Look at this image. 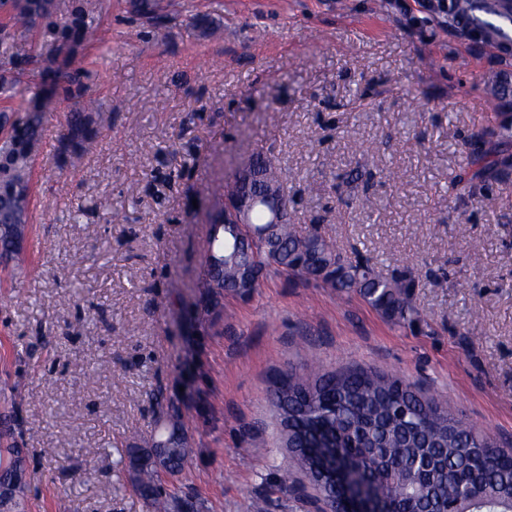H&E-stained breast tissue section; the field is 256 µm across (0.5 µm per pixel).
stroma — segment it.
Returning <instances> with one entry per match:
<instances>
[{"instance_id":"35a3bbf8","label":"stroma","mask_w":512,"mask_h":512,"mask_svg":"<svg viewBox=\"0 0 512 512\" xmlns=\"http://www.w3.org/2000/svg\"><path fill=\"white\" fill-rule=\"evenodd\" d=\"M86 0L98 136L62 155L47 111L20 261L0 257V432L39 479L25 512H147L124 459L175 414V488L198 512H314L269 402L318 358L395 373L512 447V169L476 176L512 123V52L421 0ZM288 172L301 229L390 277L426 320L269 273L202 288L215 185L256 155Z\"/></svg>"}]
</instances>
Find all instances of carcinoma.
Returning <instances> with one entry per match:
<instances>
[{"mask_svg":"<svg viewBox=\"0 0 512 512\" xmlns=\"http://www.w3.org/2000/svg\"><path fill=\"white\" fill-rule=\"evenodd\" d=\"M62 8L69 22L59 28L53 17ZM0 9L9 15L0 24V96L13 97L23 65L35 66L48 81L20 104L23 114L18 118L0 115L14 129L0 143V254L11 257L13 238L26 228L28 198L16 188L31 182V159L44 118L38 103L59 86L74 98L66 150L87 149L96 136V119L95 107L80 91L82 64L88 47L105 42V35L84 0H0ZM43 28L51 47L38 54L30 36ZM476 162L481 164L479 175L512 168L511 156L483 154ZM253 164L280 183L284 203L290 204L286 177L275 159L258 157ZM248 227L258 244L244 238L238 226L216 220L204 241L205 262L224 266V288H232L242 266H249L259 281L273 269L289 277L314 278L338 294L356 295L399 327L421 321L410 301L411 275L383 277L369 258L342 256L316 224L304 234L292 224L276 226L262 202L251 210ZM269 384L271 403L280 420L288 422V446L297 450V466L314 484L321 476L330 480L342 453L353 467L370 471L381 500L405 512H414L431 497L440 500V512H512V448L501 447L403 379L358 366L326 371L313 362L300 371H280ZM153 447L167 449L163 461L175 465L176 473L183 471L186 441L178 422L170 423ZM18 457L13 446L0 448V476L12 474ZM135 480L148 512H182L185 500L163 487L151 458H145Z\"/></svg>","mask_w":512,"mask_h":512,"instance_id":"carcinoma-1","label":"carcinoma"}]
</instances>
